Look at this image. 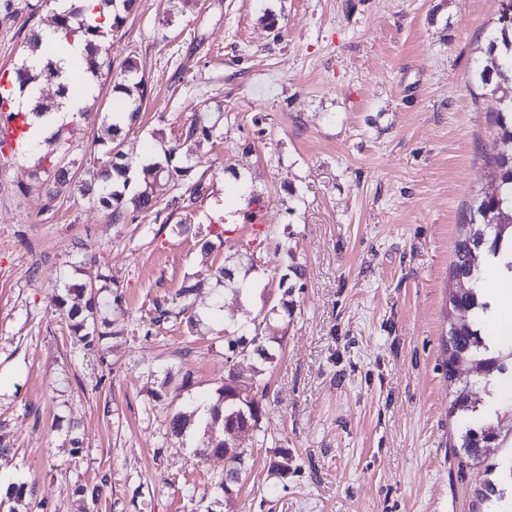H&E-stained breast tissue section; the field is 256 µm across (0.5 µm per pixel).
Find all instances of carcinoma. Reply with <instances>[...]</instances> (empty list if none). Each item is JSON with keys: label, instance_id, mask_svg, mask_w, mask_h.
<instances>
[{"label": "carcinoma", "instance_id": "obj_1", "mask_svg": "<svg viewBox=\"0 0 512 512\" xmlns=\"http://www.w3.org/2000/svg\"><path fill=\"white\" fill-rule=\"evenodd\" d=\"M56 0H32L27 4L28 17L25 26L23 44L26 54H32L41 40L42 13H51L50 26L61 34L69 45L82 43L87 50L85 70L94 79L102 70L113 73V89L126 95L129 104L125 122L119 121L118 115L105 117L98 129L94 145L102 148L100 178L102 185H81V192L92 196L93 200L107 211V217L113 224H123L138 220L139 213L154 208L152 193L157 181L182 180L191 167L188 166L193 155V147L201 140L208 139L216 132L217 123L206 116L195 119L185 133L183 141L162 147L163 158L146 160L140 164L128 157L116 146L124 127L136 122L140 112V103L148 95V83L138 76L137 69L131 61L124 62L120 69L112 71V58L102 55L103 46L112 41V36L124 26L127 17L134 8V0H119L117 7L106 5L105 0H97L90 9L72 7L58 11L51 7ZM485 61L475 76L482 85L493 86L499 94L501 110L496 113L495 124L498 127L494 141L492 167L496 183L495 191L490 195L478 197L469 208L464 224L461 225L460 237L454 246V260L450 266V275L457 285L448 295V304L454 311L478 313L484 305L478 302L474 284L480 279L483 267L492 259L503 254L512 253V23L499 24L488 38L484 49ZM61 73L56 64L47 61L42 73H35L29 66L20 65L10 78V88L0 87V124L16 116H23L26 127H31L29 116L47 117L60 108L59 99L65 97L68 86L60 81ZM29 95L33 107L23 112L15 105V97ZM67 131L59 127L47 143L55 149L37 158L36 167L54 169V181L48 187L50 197L57 196L72 183L69 171L60 166L57 150L64 147ZM138 167V188L133 194L128 193L131 178L129 173ZM205 187L200 181L189 184L185 191L171 198L167 207L172 210H187L204 195ZM242 258H237L234 265L225 264L216 267L211 276L219 284L231 288L242 295L255 289L256 283L235 279V272L241 266ZM299 276L298 268L289 267V272L282 275L279 288L282 289L278 303L269 309L259 310L250 318V327L244 330H224V381L215 388L208 407V417L204 421V433L201 444L195 449V456L205 458L211 455L224 458V475L211 481L223 494L224 508H231L235 495V484L248 473L253 466L252 448L261 443L256 438L250 444L239 441V434L250 431L261 432V423L266 415L264 401L268 395L269 383L265 379V369L254 368L253 375L243 380L236 372V364L241 359H252L264 363L271 358L270 349L283 343L282 336L266 335L268 323L273 319L284 321L293 315V290L296 284L287 283L290 276ZM106 279L99 272L89 273V282L84 285H71L65 293L56 298L57 307L65 312L69 321L68 328L76 342L93 347L99 335L94 317V308L98 301L95 291L96 283ZM188 291L181 290L170 299H156L152 303V317L149 325L159 326L173 319H182L191 330L196 329L202 318L189 311L184 297ZM448 359L446 368L448 377L458 378L464 385L451 402L449 414L466 413L472 421L458 436L454 447L460 449L459 465L465 466L483 456L484 449L498 444L501 436L502 418L488 420L480 417L479 408L469 399V387L481 384L489 388L498 377L512 376V348L503 352L492 353L482 336L479 322L450 324L448 330ZM476 363L480 376L476 381L464 377L458 372L462 364ZM193 373L187 369L181 378L166 374L158 388L150 391L153 401H162L169 392L180 396L188 388ZM194 413L175 412L169 421L173 434L182 436L193 425ZM288 458V449L277 448L266 461L271 476L279 478L288 475L283 461ZM34 495V490L24 482H15L7 486L0 496V509L14 512L13 503Z\"/></svg>", "mask_w": 512, "mask_h": 512}]
</instances>
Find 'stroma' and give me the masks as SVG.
<instances>
[{
    "label": "stroma",
    "instance_id": "1",
    "mask_svg": "<svg viewBox=\"0 0 512 512\" xmlns=\"http://www.w3.org/2000/svg\"><path fill=\"white\" fill-rule=\"evenodd\" d=\"M27 0L0 19V69L23 56ZM502 0H137L112 39V61L136 62L150 88L125 139L137 156L174 144L196 117L222 119L202 143L192 180L206 192L186 211L164 204L130 224L68 188L48 199L34 161L0 162V480L35 487L47 512H83L76 485L107 480L100 512H202L198 493L223 458L194 459L171 435L167 403L150 404L164 370L193 373L192 395L224 379L223 322L276 304L289 265L304 274L283 339L265 363L263 426L287 448V478L270 451L232 512H474L488 464L512 457L503 430L487 459L459 467L462 424L448 409L449 271L475 194L492 193L496 94L475 71ZM278 19L269 26L267 14ZM101 117L71 128L78 178L100 167ZM223 223L222 245L201 231ZM291 236L293 252H276ZM251 255L264 291L224 298V318L196 334L168 323L152 336L128 319L182 287L195 309L216 299L208 278L235 252ZM94 259L122 312L102 309L112 380L96 352L73 343L55 284L85 280Z\"/></svg>",
    "mask_w": 512,
    "mask_h": 512
}]
</instances>
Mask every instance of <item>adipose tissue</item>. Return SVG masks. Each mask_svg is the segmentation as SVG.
Returning <instances> with one entry per match:
<instances>
[{
  "label": "adipose tissue",
  "instance_id": "ef3b65f1",
  "mask_svg": "<svg viewBox=\"0 0 512 512\" xmlns=\"http://www.w3.org/2000/svg\"><path fill=\"white\" fill-rule=\"evenodd\" d=\"M86 51L83 45L61 47L52 29H44L40 50L32 56V66H42L46 61H54L69 78H83V62ZM91 93L90 86H82L66 101L60 112L50 119L34 120L29 140L31 151L44 148L45 141L62 123L68 122L72 112L85 107ZM481 292L489 304L482 318L486 328L490 348H497L512 339V274L499 264H490L481 281Z\"/></svg>",
  "mask_w": 512,
  "mask_h": 512
}]
</instances>
